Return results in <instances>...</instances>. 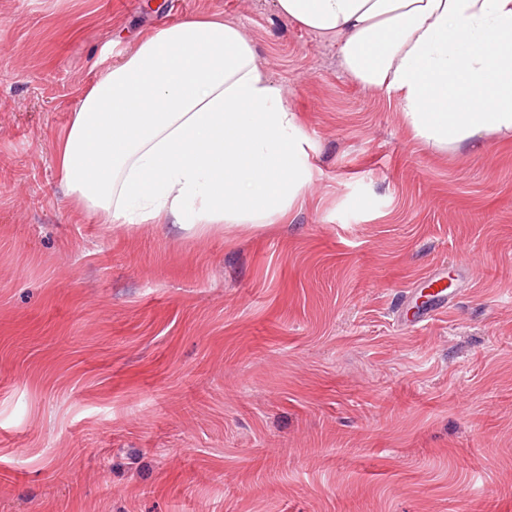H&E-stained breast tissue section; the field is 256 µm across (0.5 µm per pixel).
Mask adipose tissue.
<instances>
[{
    "label": "adipose tissue",
    "instance_id": "obj_1",
    "mask_svg": "<svg viewBox=\"0 0 512 512\" xmlns=\"http://www.w3.org/2000/svg\"><path fill=\"white\" fill-rule=\"evenodd\" d=\"M442 151L512 132V0H276ZM299 115L235 22L190 17L107 66L55 136L73 204L111 224H273L312 180Z\"/></svg>",
    "mask_w": 512,
    "mask_h": 512
}]
</instances>
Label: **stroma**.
I'll use <instances>...</instances> for the list:
<instances>
[{
	"label": "stroma",
	"instance_id": "stroma-1",
	"mask_svg": "<svg viewBox=\"0 0 512 512\" xmlns=\"http://www.w3.org/2000/svg\"><path fill=\"white\" fill-rule=\"evenodd\" d=\"M205 14L316 144L301 201L205 227L77 210L54 136L82 90ZM0 512H512V135L424 146L275 0H0ZM429 288L435 289L429 294L428 302L417 306L415 315L407 320L406 324L409 327H418L448 308V304L453 298V291L446 293L447 288L439 286L438 280L432 281Z\"/></svg>",
	"mask_w": 512,
	"mask_h": 512
}]
</instances>
